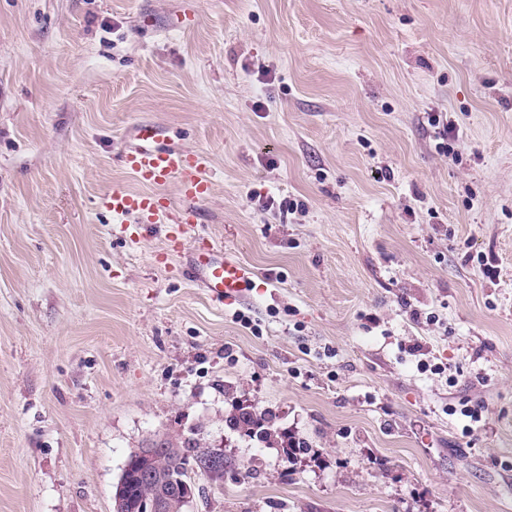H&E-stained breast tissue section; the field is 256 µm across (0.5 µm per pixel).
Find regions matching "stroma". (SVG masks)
<instances>
[{"mask_svg":"<svg viewBox=\"0 0 512 512\" xmlns=\"http://www.w3.org/2000/svg\"><path fill=\"white\" fill-rule=\"evenodd\" d=\"M140 123L209 161L190 235L101 205ZM192 429L186 512H512V0H0V512H112ZM428 123L435 129L438 139L442 140L439 143V148L448 154L451 151L450 146L448 150V141H455L458 136L456 125L452 121H448L447 114L443 115L442 113L432 112L428 117ZM186 274L198 280L221 304L242 299L252 288H266L257 284L258 277L247 266L228 258L218 259L214 245L208 243L195 251ZM277 417L272 411L258 412L246 406H237L235 412L227 417L225 423L233 431L243 436L255 439L258 442L278 441L283 448H292L293 451H301L308 448L307 443L301 440L288 442L285 433L277 426Z\"/></svg>","mask_w":512,"mask_h":512,"instance_id":"1","label":"stroma"}]
</instances>
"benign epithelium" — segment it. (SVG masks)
Segmentation results:
<instances>
[{
    "label": "benign epithelium",
    "instance_id": "benign-epithelium-1",
    "mask_svg": "<svg viewBox=\"0 0 512 512\" xmlns=\"http://www.w3.org/2000/svg\"><path fill=\"white\" fill-rule=\"evenodd\" d=\"M160 439L152 438L132 452L137 459V466L141 478L153 489L151 500L147 502L148 512H167L169 503L179 498L184 503H190L200 489L196 485L181 478L175 479L163 472L157 464L162 449L159 448Z\"/></svg>",
    "mask_w": 512,
    "mask_h": 512
}]
</instances>
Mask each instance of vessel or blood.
Masks as SVG:
<instances>
[{"instance_id":"vessel-or-blood-1","label":"vessel or blood","mask_w":512,"mask_h":512,"mask_svg":"<svg viewBox=\"0 0 512 512\" xmlns=\"http://www.w3.org/2000/svg\"><path fill=\"white\" fill-rule=\"evenodd\" d=\"M126 168L142 184L140 192L117 189L102 199L103 207L121 224H176L191 227L200 221V202L208 199L213 183L206 157L198 152L163 145L157 128L139 125L133 142L123 152ZM177 184L182 206H173L167 193ZM212 299L230 303L245 297L257 285L256 275L242 263L218 259L213 245L195 251L188 269Z\"/></svg>"}]
</instances>
